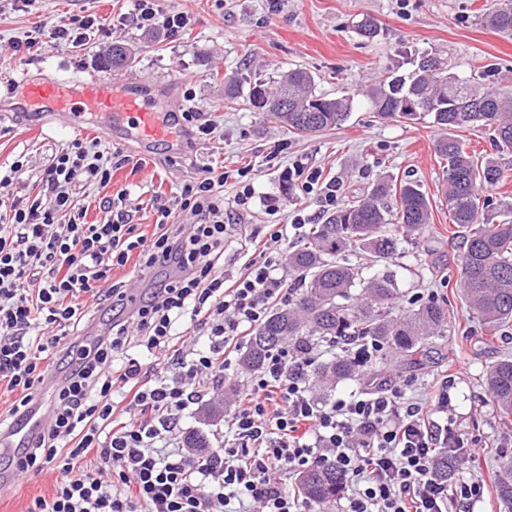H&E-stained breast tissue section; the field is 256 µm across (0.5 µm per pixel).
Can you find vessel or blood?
<instances>
[{
  "label": "vessel or blood",
  "instance_id": "1",
  "mask_svg": "<svg viewBox=\"0 0 512 512\" xmlns=\"http://www.w3.org/2000/svg\"><path fill=\"white\" fill-rule=\"evenodd\" d=\"M26 110L32 112H62L68 124L83 128L88 117L105 114L110 124L102 126L105 135L114 127L125 125L138 137L156 141L171 139L173 127L160 119L156 101L148 85L136 82H117L111 76L92 78L60 77L41 82H24ZM48 420L44 407L33 412L9 433L0 432V452L9 454L25 445Z\"/></svg>",
  "mask_w": 512,
  "mask_h": 512
}]
</instances>
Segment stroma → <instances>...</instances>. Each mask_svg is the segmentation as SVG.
<instances>
[{
    "mask_svg": "<svg viewBox=\"0 0 512 512\" xmlns=\"http://www.w3.org/2000/svg\"><path fill=\"white\" fill-rule=\"evenodd\" d=\"M491 3L279 0L273 9L268 0H169L170 6L192 15L191 31L174 42L134 29L116 31L110 43L128 45L135 58L130 66L112 70L90 44L74 52L45 45L25 60L11 43L25 32L83 10L112 18L128 11V0H39L30 11L13 10L10 0H0V163L24 156L22 179L28 189L58 149L73 138L90 139L98 133L93 124L75 132L65 128L62 115L34 116L20 110V78L108 74L118 80L150 82L161 113L173 111L182 104L184 91L193 90L195 106L211 113L217 124L210 139L176 150L164 142L113 134L110 148L147 162L141 170L126 165L112 173L113 190H129L133 221L144 233L154 229V196H170L176 185L208 164H223L228 171L251 167L255 198L238 221L247 231L262 235L273 225L292 224L297 216L311 225L323 215L320 190L306 194L289 180L294 163L320 170L321 183L335 185L340 205L381 176L419 182L430 199L433 221L425 233L401 240L398 255L382 268L393 274L399 288L396 312L438 301L448 312V330L417 354L388 353L376 373L382 379L409 380L406 396L418 402L427 400L432 380L448 379L453 429L465 448L477 451L475 457L458 459L453 473L483 481L484 498L473 512H505L497 486L505 476L503 461L512 457V421L501 418L485 375L496 360L512 356V328L490 332L472 318L462 297L461 239L441 193L444 172L434 151L437 130L426 118L380 119L361 97L385 72L408 69L418 52L447 59L459 77L466 79L475 69L490 67L512 84V36L478 20ZM367 16L381 27L372 40L355 31L357 22ZM292 67L310 71L317 92L355 96L348 119L300 137L262 113L225 106L226 76H236L245 85L259 80L272 88L279 74ZM452 135L469 153L496 158L508 169V177L486 193L488 214L499 213L504 202H512V151L496 148L491 133L477 128L459 127ZM270 197L279 200L277 213L266 209ZM54 484L51 471L20 478L15 488L0 496V512H26L32 499L51 494Z\"/></svg>",
    "mask_w": 512,
    "mask_h": 512,
    "instance_id": "stroma-1",
    "label": "stroma"
}]
</instances>
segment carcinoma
<instances>
[{"label":"carcinoma","instance_id":"obj_1","mask_svg":"<svg viewBox=\"0 0 512 512\" xmlns=\"http://www.w3.org/2000/svg\"><path fill=\"white\" fill-rule=\"evenodd\" d=\"M483 21L512 35V0H497ZM370 110L382 118L427 117L440 130L472 126L492 131L499 145L512 150V87L500 81L472 85L448 70L444 62L422 54L412 69L394 72L363 92ZM244 101L288 126L294 134L328 130L347 119L354 97L316 93L315 79L305 69L284 73L275 91L256 82L243 91L235 77L224 79V105ZM447 161L445 199L452 223L462 229L461 280L469 311L496 329L512 322V221H496L480 208L479 193L499 184L504 170L494 158L481 160L450 136L434 143ZM432 206L419 183L380 177L364 195L338 207L314 224L288 254L294 292L288 305L270 311L250 336L241 364L262 367L279 348L314 338L332 348L346 337L375 340L384 351L414 353L448 326V313L435 301L424 302L406 316L393 313L398 297L393 276L374 267L396 255L400 236L426 229ZM359 251L366 261L342 257ZM324 392L354 379L358 368L345 354L313 367ZM486 385L503 418L512 417V359L493 364ZM456 456L442 451L434 461L438 479L448 480ZM347 476L333 466L306 470L299 490L310 503L325 504L345 489Z\"/></svg>","mask_w":512,"mask_h":512}]
</instances>
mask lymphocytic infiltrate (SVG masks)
<instances>
[{"mask_svg": "<svg viewBox=\"0 0 512 512\" xmlns=\"http://www.w3.org/2000/svg\"><path fill=\"white\" fill-rule=\"evenodd\" d=\"M191 26L189 13L161 0H133L112 23L76 14L15 46L75 49L92 34L128 27L177 40ZM130 163L144 166L101 139H72L41 173L38 192L0 208V386L14 396L10 415L29 412L50 363L63 375L51 419L16 463L21 473H59L54 493L35 497L27 512H308L288 478L320 465L348 478L343 512H471L483 481L445 483L432 469L440 449L456 442L438 421L448 412L447 383L423 403L386 382L321 403L307 381L311 344L285 346L261 371L241 373L233 358L241 339L271 305L291 298L281 273L287 225L256 240L258 259L225 282L229 172L200 167L158 205L145 235L131 222L127 191L112 189L113 170ZM80 179L102 195L99 223L86 222L76 201ZM130 263L170 274L132 304L126 282L112 278ZM89 298L108 303L113 316L103 335L69 340ZM165 352L169 372L146 378L142 357ZM237 374L242 391L224 445L196 458L181 444V415L210 384Z\"/></svg>", "mask_w": 512, "mask_h": 512, "instance_id": "obj_1", "label": "lymphocytic infiltrate"}]
</instances>
